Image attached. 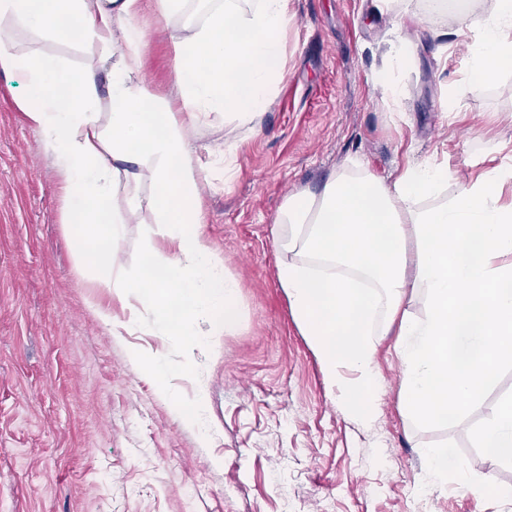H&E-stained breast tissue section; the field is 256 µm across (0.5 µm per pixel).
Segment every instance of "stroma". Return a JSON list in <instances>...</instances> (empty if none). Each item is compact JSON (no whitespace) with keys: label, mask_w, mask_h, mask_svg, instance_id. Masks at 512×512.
Segmentation results:
<instances>
[{"label":"stroma","mask_w":512,"mask_h":512,"mask_svg":"<svg viewBox=\"0 0 512 512\" xmlns=\"http://www.w3.org/2000/svg\"><path fill=\"white\" fill-rule=\"evenodd\" d=\"M427 0H294L284 50L288 76L258 131L223 115L188 128L201 161L237 142L233 176L210 170L201 187L202 230L240 284L239 324L214 337L198 377L175 378L184 401L206 391L208 446L183 427L130 352L182 357L149 334V311L121 306L82 277L63 226L62 178L19 106L23 79L0 71V512H512L495 486L512 485V463L490 467L478 433L512 399V365L497 367L459 416L425 422L400 402L394 336L379 337L381 374L371 422L341 408L277 280L271 227L283 197L318 188L359 160L394 180L409 160L464 168L512 142V70L472 78L456 34L397 30L402 11ZM144 73L164 101L175 95L174 37L152 4L135 17ZM19 53L73 70L100 48L0 29ZM407 52L412 63L388 68ZM388 72L398 100L374 83ZM465 90L460 112L448 92ZM112 311L114 321L102 314ZM446 445L489 482L480 492L434 482L428 449Z\"/></svg>","instance_id":"35a3bbf8"}]
</instances>
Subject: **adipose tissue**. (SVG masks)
Here are the masks:
<instances>
[{"mask_svg":"<svg viewBox=\"0 0 512 512\" xmlns=\"http://www.w3.org/2000/svg\"><path fill=\"white\" fill-rule=\"evenodd\" d=\"M292 0H257L246 9L224 0L202 24H187L175 46L178 108L161 105L143 73L140 0H0V21L41 34L98 43L96 67L76 75L54 58L21 54L0 34V71L23 73L20 107L43 136L63 177L67 231L95 287L152 310L149 331L177 338L184 373L212 337L237 323L239 283L200 230L205 167L185 127L224 114L258 130L275 86L287 75L284 37ZM468 66L490 80L512 67V0H493L469 45ZM108 70L111 130H104L97 69ZM154 193L142 202L143 169ZM448 164L410 162L388 182L366 164L330 175L318 189L286 196L272 236L281 255L277 279L309 336L321 368L345 395L344 409L375 413L378 369L374 321L399 320L395 349L404 369L401 401L417 419L445 418L478 396L493 369L512 364V166L493 165L459 182L448 202L421 207L452 180ZM149 205L173 250L146 241L138 263L117 244L125 216ZM422 293L425 311L404 308ZM158 391L183 426L207 434L206 395L183 402L162 356L143 357ZM490 465L512 462V399L479 434Z\"/></svg>","mask_w":512,"mask_h":512,"instance_id":"ef3b65f1","label":"adipose tissue"}]
</instances>
